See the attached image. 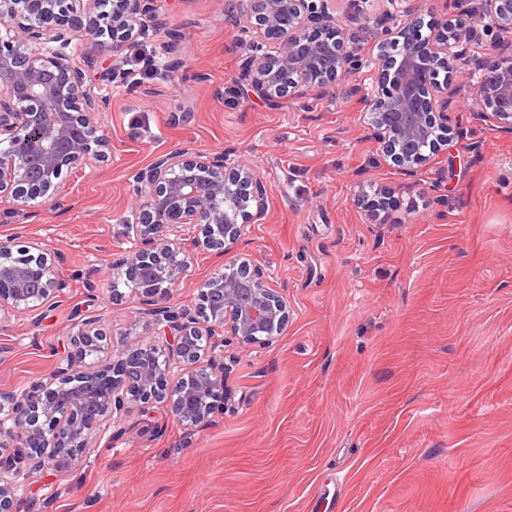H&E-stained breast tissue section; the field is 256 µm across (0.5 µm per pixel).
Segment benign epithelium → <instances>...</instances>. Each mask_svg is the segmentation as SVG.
Wrapping results in <instances>:
<instances>
[{
  "instance_id": "1",
  "label": "benign epithelium",
  "mask_w": 512,
  "mask_h": 512,
  "mask_svg": "<svg viewBox=\"0 0 512 512\" xmlns=\"http://www.w3.org/2000/svg\"><path fill=\"white\" fill-rule=\"evenodd\" d=\"M0 0V200L25 214L38 205L69 208L64 176L104 156L110 142L91 118L106 98L86 85L85 73L66 52L79 32L92 36V51L112 57V83H125L124 59L137 44L125 28L135 22L146 33L159 21V0ZM332 0H231L225 20L236 29L238 74L246 98L272 108L334 94L341 76L370 68L364 95L369 132L385 157L414 174L454 138L451 105L435 75L447 77L462 65L471 44L490 34L486 61L476 83L482 111L512 130V0H464L472 23L444 20L422 42L410 35L424 26L422 15L387 14L381 51L370 60L355 53ZM180 62L145 60L151 70L175 72ZM234 167L230 175L228 166ZM235 194L255 211L230 210ZM265 187L234 150L219 153L174 148L157 154L132 184L140 221L126 225L135 247L116 268L133 282L141 314L165 343H142L118 355L99 319L77 312V332L60 360L21 396L0 391V512H17L15 477L26 468L69 464L88 447L91 431L118 428L125 412L166 405L181 422L204 427L224 410L227 396L224 346L269 343L288 320L287 301L250 261L232 253L265 207ZM193 234L196 249L220 260L218 272L197 287L194 309L176 307L173 295L192 264L184 248ZM59 255L36 238L0 239V316L35 311L65 301L68 280L58 272ZM219 321L224 335L209 336Z\"/></svg>"
}]
</instances>
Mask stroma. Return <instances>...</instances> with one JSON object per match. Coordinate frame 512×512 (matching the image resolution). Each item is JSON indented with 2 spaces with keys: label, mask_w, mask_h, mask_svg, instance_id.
<instances>
[{
  "label": "stroma",
  "mask_w": 512,
  "mask_h": 512,
  "mask_svg": "<svg viewBox=\"0 0 512 512\" xmlns=\"http://www.w3.org/2000/svg\"><path fill=\"white\" fill-rule=\"evenodd\" d=\"M225 7L163 0L165 30L137 41L152 56L177 30L173 76L132 56L130 84L113 86L111 58L86 65L90 36L73 40L108 99L112 153L68 178L66 212L0 205V236L40 239L80 273L66 303L0 323V389L27 391L55 365L76 307L114 347L151 341L110 266L136 221L132 174L176 147L235 149L262 179L266 209L240 246L288 321L273 343H226L231 397L207 428L131 408L126 433L92 435L75 465L20 477L19 512H512V133L477 119V63L448 86L461 137L409 177L369 135L364 73L305 111L241 98ZM385 8L359 22L337 0L362 58L380 50ZM383 191L392 205L366 210Z\"/></svg>",
  "instance_id": "1"
}]
</instances>
